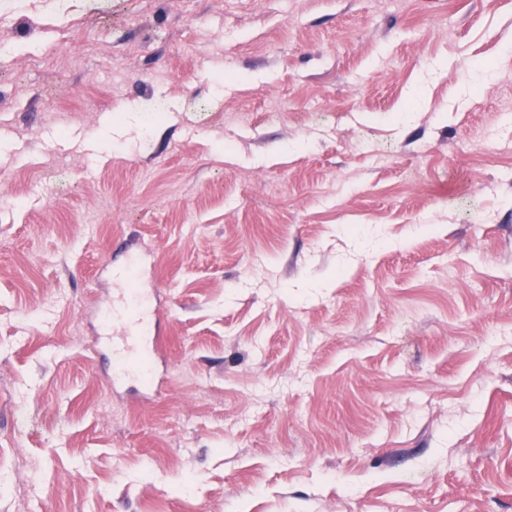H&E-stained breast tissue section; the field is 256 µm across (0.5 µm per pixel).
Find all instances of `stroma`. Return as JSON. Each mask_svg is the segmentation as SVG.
Masks as SVG:
<instances>
[{
  "label": "stroma",
  "mask_w": 512,
  "mask_h": 512,
  "mask_svg": "<svg viewBox=\"0 0 512 512\" xmlns=\"http://www.w3.org/2000/svg\"><path fill=\"white\" fill-rule=\"evenodd\" d=\"M0 43V512H512V0H0ZM125 314L131 321L127 336L112 338L117 339L114 346L115 354L128 355L129 360L136 365L141 374L146 378L147 372L144 366V358L141 353L147 350L152 336L149 329V318L156 315L155 307L148 309L125 308Z\"/></svg>",
  "instance_id": "stroma-1"
}]
</instances>
